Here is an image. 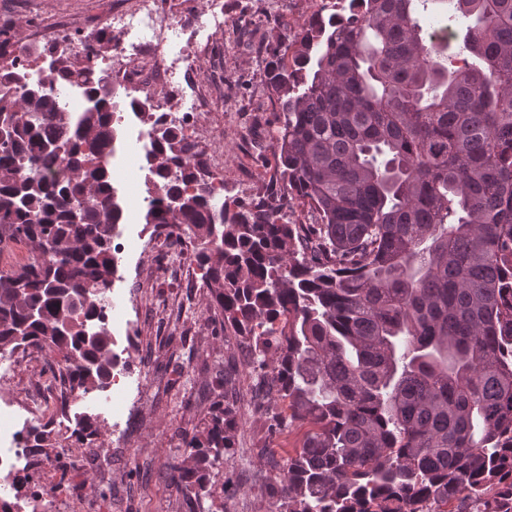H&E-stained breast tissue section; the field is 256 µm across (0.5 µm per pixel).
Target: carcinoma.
Instances as JSON below:
<instances>
[{"label": "carcinoma", "instance_id": "carcinoma-1", "mask_svg": "<svg viewBox=\"0 0 512 512\" xmlns=\"http://www.w3.org/2000/svg\"><path fill=\"white\" fill-rule=\"evenodd\" d=\"M465 24L466 56L427 27ZM0 65V354L51 357L73 393L105 388L117 359L108 291L125 212L101 159L112 85L54 60L61 93ZM271 131L288 196L214 203L189 142L156 132L146 224L197 242L213 320L263 371L255 405L299 447L261 486L267 512H512V0H350L272 50ZM296 197L311 224L280 212ZM209 420L170 462L188 512L228 462L240 390L226 374ZM32 456L56 448L43 427Z\"/></svg>", "mask_w": 512, "mask_h": 512}]
</instances>
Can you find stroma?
I'll return each instance as SVG.
<instances>
[{
	"mask_svg": "<svg viewBox=\"0 0 512 512\" xmlns=\"http://www.w3.org/2000/svg\"><path fill=\"white\" fill-rule=\"evenodd\" d=\"M227 6L269 17L257 29L213 33L207 48L197 51L195 73L213 104L194 122L211 154L224 162L225 199L257 202L266 198L276 169L271 141L247 137L276 120L267 80L269 51L303 28L316 0H283L272 11L264 0H228ZM64 14L91 37L109 19L101 0H0V28L23 41ZM148 230L142 223L123 224L115 239L123 251L109 295L117 304L131 298L138 303L109 324L123 371L106 388L79 396L67 411L54 414L61 456L76 459L79 467L66 471L58 458H41L35 468L40 496L30 499L29 488L21 487V512H186L168 462L185 458L187 440L201 429L216 399L211 385L228 364H235L241 390L254 382L244 349L214 334L199 269L177 260L178 254H192L193 244L161 240L145 255L129 248L131 239ZM47 376L44 354L32 353L17 364L0 380V412L20 414L25 398ZM240 413L233 455L213 470L211 480L219 486L229 479L241 489L229 498L203 499L199 512H267L268 500L251 478L261 472V456L285 457L295 439L269 435L249 400L241 401ZM86 416L101 427L91 448L73 436Z\"/></svg>",
	"mask_w": 512,
	"mask_h": 512,
	"instance_id": "obj_1",
	"label": "stroma"
}]
</instances>
